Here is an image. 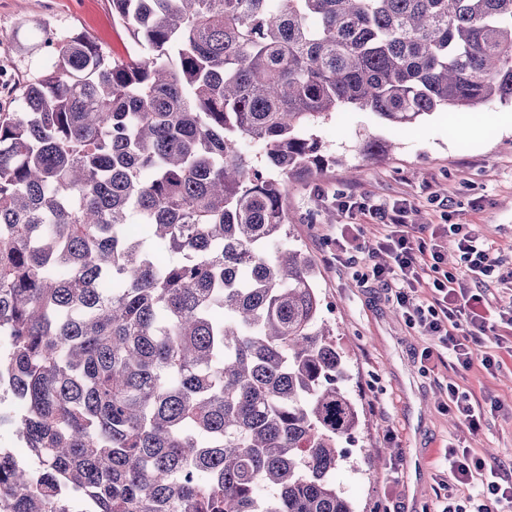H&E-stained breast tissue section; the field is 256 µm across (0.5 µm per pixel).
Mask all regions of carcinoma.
<instances>
[{
    "mask_svg": "<svg viewBox=\"0 0 512 512\" xmlns=\"http://www.w3.org/2000/svg\"><path fill=\"white\" fill-rule=\"evenodd\" d=\"M0 112L10 512H355L359 424L286 183L343 107L512 101V0H112ZM261 147L255 160L244 144Z\"/></svg>",
    "mask_w": 512,
    "mask_h": 512,
    "instance_id": "carcinoma-1",
    "label": "carcinoma"
}]
</instances>
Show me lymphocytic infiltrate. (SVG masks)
Returning a JSON list of instances; mask_svg holds the SVG:
<instances>
[{
    "instance_id": "obj_1",
    "label": "lymphocytic infiltrate",
    "mask_w": 512,
    "mask_h": 512,
    "mask_svg": "<svg viewBox=\"0 0 512 512\" xmlns=\"http://www.w3.org/2000/svg\"><path fill=\"white\" fill-rule=\"evenodd\" d=\"M341 207L358 211L382 228L378 248L387 263L370 266L373 279L382 282L399 306L410 327L422 335L438 337L448 352L452 368L468 370L481 364L487 373L500 365L491 353H479L485 339L503 345L512 337V312L491 305L481 286L498 273L501 260L492 244L467 224H431L415 227L406 204L389 207L347 200ZM456 241L463 255L462 272H441L448 241ZM430 288L421 297V288ZM446 408L459 426L478 433L487 406L475 395L449 384ZM448 469L458 487L468 492L471 512H512V474L504 464H491L456 445L448 447ZM463 505V506H466ZM463 506L447 504L443 512H462Z\"/></svg>"
}]
</instances>
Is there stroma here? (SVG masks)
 Listing matches in <instances>:
<instances>
[{"instance_id":"obj_1","label":"stroma","mask_w":512,"mask_h":512,"mask_svg":"<svg viewBox=\"0 0 512 512\" xmlns=\"http://www.w3.org/2000/svg\"><path fill=\"white\" fill-rule=\"evenodd\" d=\"M62 32L89 33L104 52L127 56L130 40L113 22L109 0H0V112L17 107L15 92L43 65L35 44L41 23ZM325 154L344 158L357 172L340 168L289 182L287 205L293 241L316 265L323 317L336 331V348L347 375L344 388L360 412L335 474L338 490L355 512H441L451 484L445 455L458 440L487 461L512 460V354L486 342L500 367L457 371L439 359L424 361L437 347L404 321L394 299L373 280L367 254L335 260L324 241L336 224H361L366 241L375 228L368 217L342 211L340 197L372 204L407 201L417 224H473L497 249L501 272L512 271V102L494 99L472 112L437 111L408 128L390 126L366 109L338 111L317 129ZM393 142L374 158L364 140ZM476 394L492 393L502 409L488 415L478 434L459 427L444 410L448 383ZM379 449L371 466L364 451Z\"/></svg>"}]
</instances>
